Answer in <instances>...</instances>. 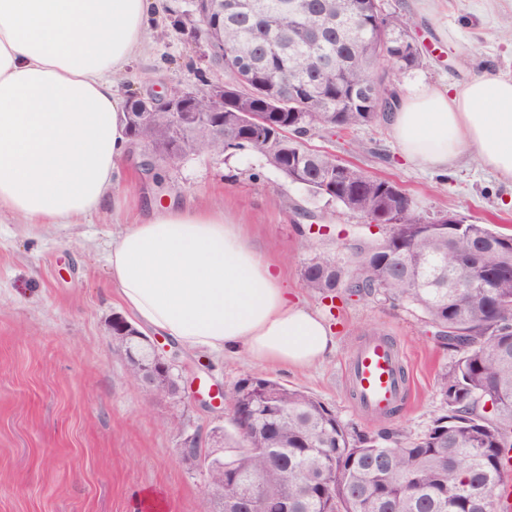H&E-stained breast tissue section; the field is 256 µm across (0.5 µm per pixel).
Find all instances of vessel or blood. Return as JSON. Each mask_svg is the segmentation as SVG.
Here are the masks:
<instances>
[{"mask_svg": "<svg viewBox=\"0 0 512 512\" xmlns=\"http://www.w3.org/2000/svg\"><path fill=\"white\" fill-rule=\"evenodd\" d=\"M401 363L400 352L383 338L369 340L352 354L347 379L364 409L385 414L397 406L406 389L398 374Z\"/></svg>", "mask_w": 512, "mask_h": 512, "instance_id": "obj_1", "label": "vessel or blood"}]
</instances>
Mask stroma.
Listing matches in <instances>:
<instances>
[{
	"label": "stroma",
	"instance_id": "obj_1",
	"mask_svg": "<svg viewBox=\"0 0 512 512\" xmlns=\"http://www.w3.org/2000/svg\"><path fill=\"white\" fill-rule=\"evenodd\" d=\"M384 6L410 19L425 54L422 67L397 77L399 92L421 81L445 87L486 72L512 74V34L501 28L512 0H384ZM203 51L190 31L158 16L118 90L128 97L221 81ZM303 142L394 181L426 218L451 211L512 234V193L476 162L449 175L412 164L386 124L320 129ZM119 168L115 190L123 211L84 224L0 219V512H138L148 491L164 501L165 512H199L207 479L180 461V433L217 426L230 433L231 419L198 401L147 393L128 378L109 332L112 316L123 311L109 278L112 243L147 200L224 207L267 259L283 264L300 301L335 331V349L308 368L261 366L242 354L180 349L159 337V346L175 354L184 383L204 393L229 390L259 372L303 388L371 434H417L441 414L437 378L453 355L418 312L377 294L330 301L302 286V269L315 256L348 258L368 218L311 196L251 150L190 156L161 189L140 174L135 157ZM374 336L399 349L410 386L389 417L362 413L343 377L356 347Z\"/></svg>",
	"mask_w": 512,
	"mask_h": 512
}]
</instances>
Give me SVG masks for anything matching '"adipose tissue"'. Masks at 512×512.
Here are the masks:
<instances>
[{
  "mask_svg": "<svg viewBox=\"0 0 512 512\" xmlns=\"http://www.w3.org/2000/svg\"><path fill=\"white\" fill-rule=\"evenodd\" d=\"M158 0H0V218L80 224L113 190L131 139L115 85L143 53ZM405 158L436 172L465 159L512 187V77L422 83L390 116ZM137 322L188 348L305 368L336 347L294 300L282 264L219 207L143 205L109 257Z\"/></svg>",
  "mask_w": 512,
  "mask_h": 512,
  "instance_id": "ef3b65f1",
  "label": "adipose tissue"
}]
</instances>
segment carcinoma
Wrapping results in <instances>:
<instances>
[{"mask_svg": "<svg viewBox=\"0 0 512 512\" xmlns=\"http://www.w3.org/2000/svg\"><path fill=\"white\" fill-rule=\"evenodd\" d=\"M224 0L211 23L224 49V113L273 112L264 125L235 124L220 139L189 124L171 132L163 110L141 113L128 101L132 141L162 149L153 173L179 169L194 153L253 150L278 158L312 196L347 211L395 210L377 239L354 243L345 262L313 258L302 284L323 298L380 294L419 311L447 336L455 359L437 381L443 413L415 436H375L344 423L320 400L261 373L238 383L225 403L237 409L235 436H224V462L202 455L207 490H226L218 512H496L498 486L512 448V235L487 224H425L404 195L392 201L368 182L336 172L339 160L307 148L301 138L319 128L349 130L388 120L395 101L381 86L383 67L395 75L421 65L420 49L400 40L409 20L384 13L379 0ZM355 16L360 30H326L311 45L318 21ZM373 85L379 98L353 100L350 89ZM112 339L150 365L143 342ZM177 398L173 384L142 383ZM262 478L255 485L253 476Z\"/></svg>", "mask_w": 512, "mask_h": 512, "instance_id": "1", "label": "carcinoma"}]
</instances>
